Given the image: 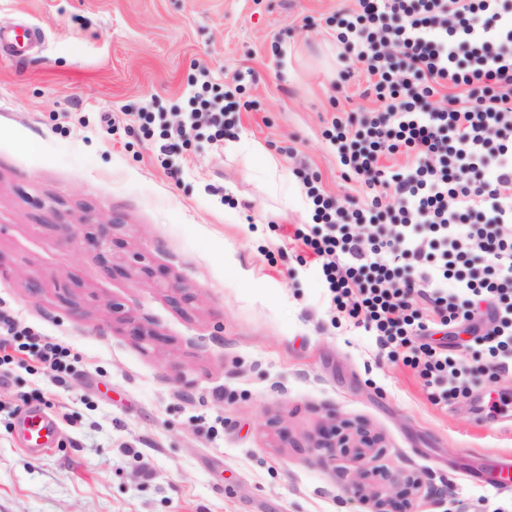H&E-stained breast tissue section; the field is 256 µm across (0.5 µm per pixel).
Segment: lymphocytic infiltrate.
Here are the masks:
<instances>
[{"label":"lymphocytic infiltrate","mask_w":512,"mask_h":512,"mask_svg":"<svg viewBox=\"0 0 512 512\" xmlns=\"http://www.w3.org/2000/svg\"><path fill=\"white\" fill-rule=\"evenodd\" d=\"M336 41L364 68L377 109L336 112L323 135L360 201L303 179L315 257L335 311L402 355L433 404L468 397L478 374L512 369V0H354L336 14ZM232 90L193 93L177 122L143 111L160 137L206 123L232 134ZM403 156L398 167L386 156ZM473 335L480 357L458 367L437 333ZM0 308V376L20 354L29 370L67 371L71 350Z\"/></svg>","instance_id":"lymphocytic-infiltrate-1"}]
</instances>
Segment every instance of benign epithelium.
Here are the masks:
<instances>
[{
    "label": "benign epithelium",
    "instance_id": "1",
    "mask_svg": "<svg viewBox=\"0 0 512 512\" xmlns=\"http://www.w3.org/2000/svg\"><path fill=\"white\" fill-rule=\"evenodd\" d=\"M310 455L323 466L334 467L342 458L356 464L345 487L367 506L366 512H417L416 499L426 489L423 479L414 472L391 470L381 464V438L364 424L341 419L323 434L310 439ZM404 483L415 492V499L400 500L393 489Z\"/></svg>",
    "mask_w": 512,
    "mask_h": 512
}]
</instances>
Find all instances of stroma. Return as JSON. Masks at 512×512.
<instances>
[{
    "mask_svg": "<svg viewBox=\"0 0 512 512\" xmlns=\"http://www.w3.org/2000/svg\"><path fill=\"white\" fill-rule=\"evenodd\" d=\"M351 4L0 0L1 30L42 36L0 55V307L76 355L65 383L17 365L0 383V512H364L344 464L310 459L336 417L380 433L385 465L447 490L456 512H512V489L469 477L512 457V418L486 410L512 399V372L433 405L288 247L311 222L302 174L364 197L323 135L336 109L375 106L336 43ZM237 75L234 137L202 125L163 153L143 133L141 109L182 112L201 78L221 90ZM244 141L285 172L277 188ZM24 393L58 425L38 455L19 435Z\"/></svg>",
    "mask_w": 512,
    "mask_h": 512,
    "instance_id": "obj_1",
    "label": "stroma"
}]
</instances>
